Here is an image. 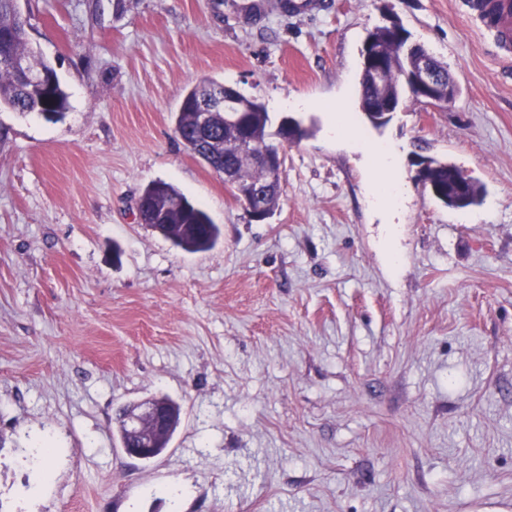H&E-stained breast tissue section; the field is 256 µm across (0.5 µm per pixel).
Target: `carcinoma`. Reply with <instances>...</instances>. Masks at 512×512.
I'll use <instances>...</instances> for the list:
<instances>
[{"label":"carcinoma","mask_w":512,"mask_h":512,"mask_svg":"<svg viewBox=\"0 0 512 512\" xmlns=\"http://www.w3.org/2000/svg\"><path fill=\"white\" fill-rule=\"evenodd\" d=\"M21 26L22 22L15 10V0H0V55L7 54L24 60L30 68L43 70L54 76L55 69L28 49L27 39L19 35ZM366 39L373 40L374 47L388 65L397 68L390 77L391 97H407L412 102H421L416 92L398 86V81L401 78V69L416 66V53H423L425 49L419 46L415 48L414 53L405 54V46L409 40L408 31H403V35L399 36L385 26L369 32ZM204 87L203 83L196 85L184 94L175 117L176 136L187 140L193 151L196 150L195 142L191 141L195 131L194 116L198 107L199 92ZM385 104L386 101L378 99L377 93L370 89L367 82L360 81L359 108L375 128L378 127L375 112L382 110ZM2 107L12 111L44 113L46 118L53 119L67 109L68 97L56 78L51 85L43 86L32 80L22 79L13 69L0 64V108ZM236 107L246 114L245 125L241 128L226 126L222 115H216L213 130L209 134V165L217 172L230 168L251 172L255 182L266 184L267 191L263 193L261 201L267 205V211L271 213L278 206L281 197L280 181L269 182L267 171L254 166L250 153L237 152L231 148V143L241 135L248 136L264 146L267 145L272 138L269 131V113L261 102L240 92L237 93ZM426 161L427 166L419 168L418 177L425 184L431 183L440 196L448 195L449 181L464 177L463 171L452 163L430 156L426 157ZM143 194L152 208V228L175 246L190 253H197L207 251L216 244L220 236L219 227L203 209L192 203L175 186L165 181H155L145 188ZM162 400L167 405L172 424L155 441L159 455L169 447L181 422V406L167 396L162 397Z\"/></svg>","instance_id":"obj_1"}]
</instances>
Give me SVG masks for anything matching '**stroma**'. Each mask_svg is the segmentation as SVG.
I'll return each mask as SVG.
<instances>
[{
	"instance_id": "1",
	"label": "stroma",
	"mask_w": 512,
	"mask_h": 512,
	"mask_svg": "<svg viewBox=\"0 0 512 512\" xmlns=\"http://www.w3.org/2000/svg\"><path fill=\"white\" fill-rule=\"evenodd\" d=\"M289 2L21 0L69 108L0 109V512H512V65L458 0ZM389 14L460 92L376 129L360 50ZM206 79L308 130L264 222L174 132ZM339 101L361 141L399 145L398 211L328 134ZM418 154L481 207L436 203ZM156 180L214 248L140 223ZM161 394L168 449L128 458L121 409ZM363 72V69H362ZM360 78V98H359V108L361 113L367 119V121L375 128H379L378 125L382 123L375 122V113L383 109L384 105L388 103L387 100H379L377 97V93L372 91L370 87L367 85V81L365 82L362 76ZM425 160L427 161V166L425 167H421L423 161L419 162L418 177L426 186L428 182L432 184L438 196L431 194L439 203H441L440 196L450 195L455 202L452 204L448 198V207L457 209L456 204L462 203L460 200L466 196L470 188V200L467 207L477 206L481 202L483 188L480 184L472 181L471 186L469 183H455L448 187L449 181L466 176L457 166L430 156H426Z\"/></svg>"
}]
</instances>
